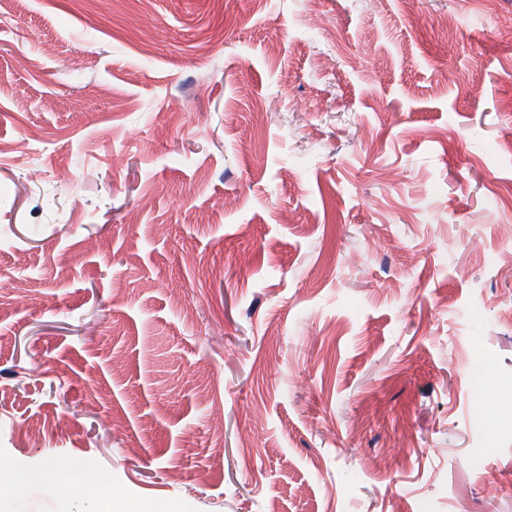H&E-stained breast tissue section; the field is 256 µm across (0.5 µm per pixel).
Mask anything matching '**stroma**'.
<instances>
[{
    "mask_svg": "<svg viewBox=\"0 0 512 512\" xmlns=\"http://www.w3.org/2000/svg\"><path fill=\"white\" fill-rule=\"evenodd\" d=\"M61 457L160 512H512V0H0L9 512Z\"/></svg>",
    "mask_w": 512,
    "mask_h": 512,
    "instance_id": "stroma-1",
    "label": "stroma"
}]
</instances>
